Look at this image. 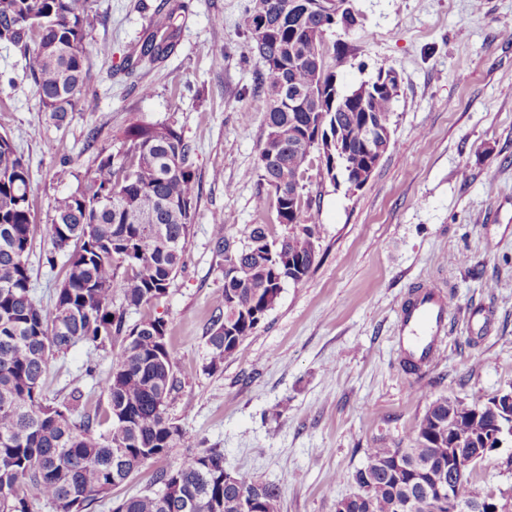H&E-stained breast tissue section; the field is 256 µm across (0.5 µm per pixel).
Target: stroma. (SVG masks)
<instances>
[{
    "label": "stroma",
    "mask_w": 512,
    "mask_h": 512,
    "mask_svg": "<svg viewBox=\"0 0 512 512\" xmlns=\"http://www.w3.org/2000/svg\"><path fill=\"white\" fill-rule=\"evenodd\" d=\"M248 0H96L88 93L95 112L56 125L31 82L8 85L20 55L0 45V134L30 167L36 235L32 285L43 304L62 278L43 262L59 201L76 191L99 154L124 149L133 123H164L195 149L199 182L185 267L148 311L163 318L180 388L168 409L187 439L112 492L143 493L153 474L198 448L224 451L226 471L246 470L280 490L278 512H336L355 490L351 474L375 446L408 448L431 396L484 404L512 389V0H351L357 23L327 33L351 86L395 68L401 90L393 143L359 189L312 176L320 250L308 276L285 284L274 308L215 373L206 331L224 288L213 249V214L237 240L277 224L257 172L264 116L252 111L259 57L240 29ZM169 13L176 48L149 62L139 51L155 13ZM224 47L223 54L211 51ZM149 93H142V86ZM70 149L61 164L59 141ZM434 280L453 313L445 350L422 375L396 345L398 313L415 284ZM114 349L75 345L52 361L46 386H81L89 405L111 371ZM94 376H86L87 364ZM476 493L512 494V446L473 474Z\"/></svg>",
    "instance_id": "1"
}]
</instances>
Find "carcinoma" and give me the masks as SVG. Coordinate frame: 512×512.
<instances>
[{"label": "carcinoma", "mask_w": 512, "mask_h": 512, "mask_svg": "<svg viewBox=\"0 0 512 512\" xmlns=\"http://www.w3.org/2000/svg\"><path fill=\"white\" fill-rule=\"evenodd\" d=\"M94 0H0V43L16 48L23 76L32 80L40 111L62 125L68 113L96 112L86 91L90 71L88 38ZM251 0L240 27L263 51L252 109L264 113L266 137L258 152L259 179L267 186L278 223L252 225L238 246L217 224L214 248L224 256V289L206 335L207 369L217 371L273 309L280 276L295 269L302 282L320 248L311 198L296 190L305 150L292 147L288 131L303 126L306 146L323 155L330 179L341 170L346 182L366 164L365 124L391 128L397 98L377 90V79L360 83V94L344 100L336 67L346 62L340 47L328 49L326 34L348 30L353 16L336 15L320 0ZM140 57L151 62L175 48L172 14L150 21ZM309 89L313 101L299 111L286 91ZM125 148L99 155L83 187L62 199L49 234L54 253L66 257L52 306L35 297L29 257L33 251L30 171L11 140L0 135V512H28L35 494L54 512H95L112 490L150 461L185 440L168 415L177 388L173 352L164 320L146 317L125 326L129 309L164 298L184 264L198 199L193 148L168 124H132ZM120 293L121 304L113 303ZM121 341L104 382L107 406L79 410L75 387L61 402L48 399L44 379L49 361L78 343L91 352ZM483 406L434 396L418 421L410 448H367L365 462L351 474L362 496L336 502L339 512H448V498L432 492L448 482V427L464 435L465 447H484L489 418ZM454 417H449V413ZM402 454L399 478L388 473ZM157 489L116 501L112 512H277L279 488L246 472L224 484V451L200 448L173 469L156 472ZM262 486L251 508L250 494Z\"/></svg>", "instance_id": "obj_1"}]
</instances>
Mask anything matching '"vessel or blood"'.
<instances>
[{
  "label": "vessel or blood",
  "mask_w": 512,
  "mask_h": 512,
  "mask_svg": "<svg viewBox=\"0 0 512 512\" xmlns=\"http://www.w3.org/2000/svg\"><path fill=\"white\" fill-rule=\"evenodd\" d=\"M451 315L449 299L434 282L421 285L401 308L397 343L405 357L425 364L439 354Z\"/></svg>",
  "instance_id": "b4317fda"
}]
</instances>
